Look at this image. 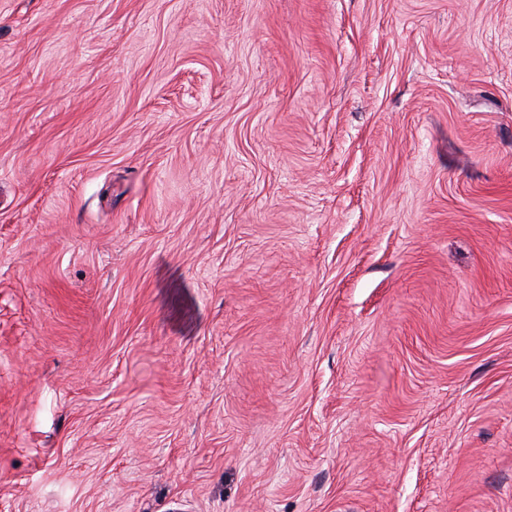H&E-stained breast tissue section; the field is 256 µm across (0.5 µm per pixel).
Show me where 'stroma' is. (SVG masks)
<instances>
[{
    "label": "stroma",
    "mask_w": 512,
    "mask_h": 512,
    "mask_svg": "<svg viewBox=\"0 0 512 512\" xmlns=\"http://www.w3.org/2000/svg\"><path fill=\"white\" fill-rule=\"evenodd\" d=\"M0 512H512V0H0Z\"/></svg>",
    "instance_id": "stroma-1"
}]
</instances>
